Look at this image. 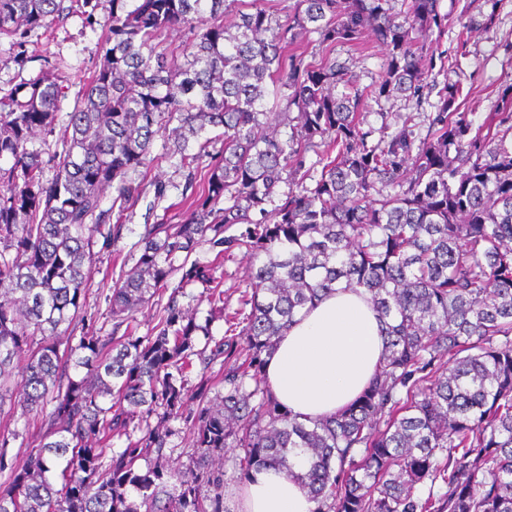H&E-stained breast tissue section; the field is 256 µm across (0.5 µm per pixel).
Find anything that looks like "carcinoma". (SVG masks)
<instances>
[{
  "label": "carcinoma",
  "instance_id": "obj_1",
  "mask_svg": "<svg viewBox=\"0 0 512 512\" xmlns=\"http://www.w3.org/2000/svg\"><path fill=\"white\" fill-rule=\"evenodd\" d=\"M110 2L101 62L77 93L61 152L45 161L28 149L36 132H55L66 97L58 74L0 93V414L45 416L21 459L0 439V472L10 470L0 512H225L224 472L211 466L226 448L240 450L243 482L262 467L293 476L299 462L315 512H512V86L474 126L457 104L458 56L426 39L446 28L439 0H410L403 12L391 0H295L284 19L259 0ZM98 6L0 0V36L21 39L77 12L91 26ZM175 26L200 30L181 61L155 43ZM368 29L386 55L364 90L346 63L295 47L301 33L317 34L323 51L359 45ZM367 96L416 111L393 124L382 113L367 128ZM208 126L223 129L224 150L199 178L192 165L211 143ZM159 135L188 184L199 181L190 217L145 231L135 269L112 284L109 335L92 317L63 343L96 236L106 247L119 238L111 215L122 219L146 193L132 174L153 165ZM108 186L116 197L105 210ZM202 244L218 259L245 251L258 261L232 314L214 270L189 262ZM175 275L157 322L133 335L134 313ZM196 283L209 304L203 325L177 301ZM337 288L370 295L385 351L351 404L301 420L269 389L266 357L302 309ZM24 347L16 398L13 359ZM218 361L215 406L207 370ZM154 415L192 430L191 466L165 467L172 430L151 426ZM123 435L114 457L112 438ZM143 458L154 465L141 473Z\"/></svg>",
  "mask_w": 512,
  "mask_h": 512
}]
</instances>
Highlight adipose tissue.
<instances>
[{
  "label": "adipose tissue",
  "mask_w": 512,
  "mask_h": 512,
  "mask_svg": "<svg viewBox=\"0 0 512 512\" xmlns=\"http://www.w3.org/2000/svg\"><path fill=\"white\" fill-rule=\"evenodd\" d=\"M384 350L383 325L368 294L338 289L283 331L265 377L287 410L326 418L363 392ZM237 507L238 512H315L316 503L284 470L267 467L242 486Z\"/></svg>",
  "instance_id": "ef3b65f1"
}]
</instances>
